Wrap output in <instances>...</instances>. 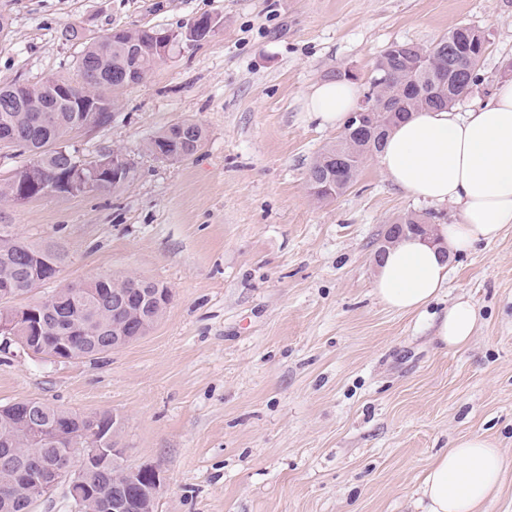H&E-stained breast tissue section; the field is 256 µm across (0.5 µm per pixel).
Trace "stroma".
<instances>
[{
    "instance_id": "1",
    "label": "stroma",
    "mask_w": 512,
    "mask_h": 512,
    "mask_svg": "<svg viewBox=\"0 0 512 512\" xmlns=\"http://www.w3.org/2000/svg\"><path fill=\"white\" fill-rule=\"evenodd\" d=\"M209 14L220 31L174 44L119 94L109 124L70 131L92 161L115 149L136 175L117 191L0 201V223L68 252L41 300L68 283L133 273L170 303L142 338L96 360L51 362L0 344V405L41 400L123 418L129 466L157 465L156 512H422L433 461L481 436L506 461L482 512H512V224L451 257L448 285L413 313L374 292L385 224L416 202L368 161L318 202L308 170L338 129L306 96L350 72L366 84L394 42L429 44L459 25L485 30L467 112L512 77V0H0V85L71 79L83 43L133 25L178 30ZM74 26L80 38L65 39ZM190 120L206 137L181 161L146 144ZM475 304L471 343L446 349L440 315Z\"/></svg>"
}]
</instances>
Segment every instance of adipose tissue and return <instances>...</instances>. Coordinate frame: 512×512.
I'll list each match as a JSON object with an SVG mask.
<instances>
[{
	"label": "adipose tissue",
	"mask_w": 512,
	"mask_h": 512,
	"mask_svg": "<svg viewBox=\"0 0 512 512\" xmlns=\"http://www.w3.org/2000/svg\"><path fill=\"white\" fill-rule=\"evenodd\" d=\"M360 86L349 78L313 86L307 110L323 126L343 127L360 102ZM376 164L396 187L417 201L447 203L455 223L439 228L442 244L401 238L380 260L379 299L398 311H414L434 300L448 283L450 254L494 241L512 224V80L490 99L457 114L451 109L412 112L389 131ZM478 328L474 303L458 298L441 317L437 339L459 349ZM505 459L485 438L457 440L435 459L420 486L423 512H482L499 485Z\"/></svg>",
	"instance_id": "1"
}]
</instances>
